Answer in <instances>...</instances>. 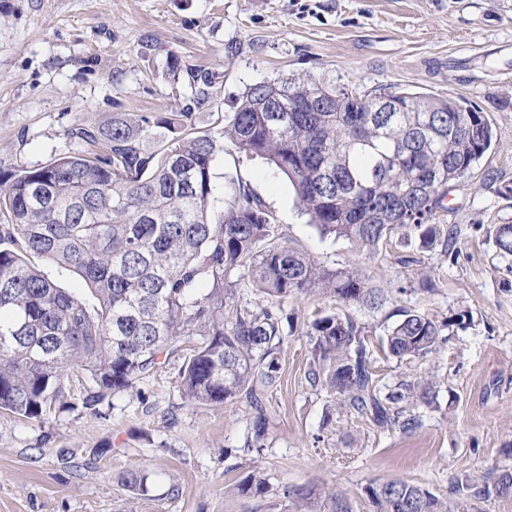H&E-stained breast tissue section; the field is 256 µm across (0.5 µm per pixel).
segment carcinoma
<instances>
[{
  "label": "carcinoma",
  "mask_w": 512,
  "mask_h": 512,
  "mask_svg": "<svg viewBox=\"0 0 512 512\" xmlns=\"http://www.w3.org/2000/svg\"><path fill=\"white\" fill-rule=\"evenodd\" d=\"M193 101L212 98L207 76L193 80ZM389 110L373 111L376 97ZM288 105L270 112V103ZM189 112L150 121L112 120L73 135L89 149L31 169L0 171V413L40 420L50 412L103 414L106 400L151 374L160 360L183 358L182 394L219 405L245 398L252 410L247 447L267 435L265 398L281 377L288 335L283 303L326 295L371 309L382 289L367 268H329L282 237L279 225L238 175L218 221L208 218L212 163L229 140L288 177L310 223L324 238L345 240L374 260L404 230L443 254L458 231L435 223L451 192L463 188L497 140L481 113L452 98L381 91L357 94L312 78L282 77L250 85L218 137L186 131ZM159 148L143 147L151 126ZM512 255V224L496 230ZM78 274L95 299L87 306L33 262ZM261 298L237 300L241 281ZM381 347L399 360L436 354L442 332L466 315L436 321L401 308ZM369 327L328 314L307 326L309 385L347 413L404 433L421 425L415 409L433 404L425 372L385 390L369 361ZM87 383L77 396L70 383ZM125 485L148 492L146 476ZM375 512H465L489 495L472 477L453 488V506L404 480L371 483ZM328 512H353L338 491H324Z\"/></svg>",
  "instance_id": "cac0c4a2"
}]
</instances>
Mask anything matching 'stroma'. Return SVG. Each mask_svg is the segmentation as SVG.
Instances as JSON below:
<instances>
[{
	"mask_svg": "<svg viewBox=\"0 0 512 512\" xmlns=\"http://www.w3.org/2000/svg\"><path fill=\"white\" fill-rule=\"evenodd\" d=\"M197 74L214 90L200 107ZM282 76L451 97L498 132L437 214L458 230L450 257L397 238L364 261L348 242L319 235L276 168L229 142L213 162V212L235 171L291 243L331 268L366 263L387 294L381 309L300 296L284 310L300 324L329 312L369 324L383 384L431 372L434 403L421 408V426L404 433L331 410L306 381V337L292 335L266 401L267 438L249 450L247 400L190 402L172 358L114 393L102 417L0 413V512H297L298 492L331 487L354 512H373L364 492L373 482L407 480L445 500L454 482L480 475L491 485L512 470V256L495 243L496 227L512 224V198L498 193L512 185V0H0V170L83 151L74 129L115 117L189 109V132L215 136L246 87ZM403 255L413 264L401 265ZM424 271L435 292L419 290ZM399 305L467 320L444 330L430 359L400 361L378 344ZM256 469L268 491L239 492ZM134 471L146 474L147 495L125 487Z\"/></svg>",
	"mask_w": 512,
	"mask_h": 512,
	"instance_id": "35a3bbf8",
	"label": "stroma"
}]
</instances>
